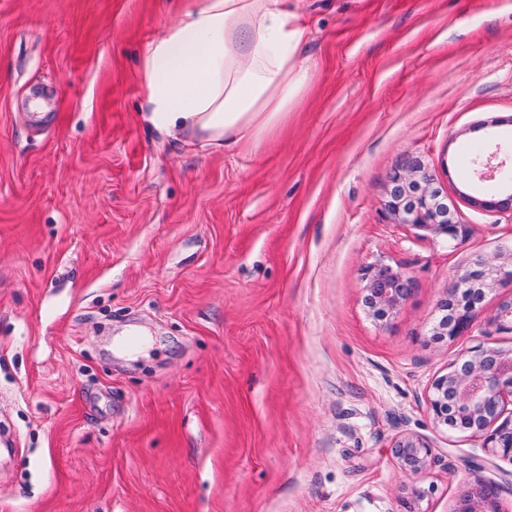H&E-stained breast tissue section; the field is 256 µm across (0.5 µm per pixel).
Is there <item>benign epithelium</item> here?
<instances>
[{"label": "benign epithelium", "mask_w": 512, "mask_h": 512, "mask_svg": "<svg viewBox=\"0 0 512 512\" xmlns=\"http://www.w3.org/2000/svg\"><path fill=\"white\" fill-rule=\"evenodd\" d=\"M481 205L512 210V190L503 198L498 193L490 194L481 200ZM384 209L398 223L426 235L455 240L465 232L455 221L448 195L437 187L434 175L417 157L404 159L389 176ZM362 281L367 311L380 322L400 310L413 286L404 272L383 263L367 266ZM511 281L512 257L473 263L441 301L440 310L445 315L436 325L434 336L455 337L466 332L471 314L486 292ZM495 321L500 328L512 331L511 299L500 303ZM509 394L512 395V354L476 346L448 373L436 378L429 406L435 423L449 429L452 418L468 417L472 434L485 436V444L495 455L512 462V416H505ZM396 454L403 469L411 474L426 470L435 461L432 448L414 434L397 442ZM492 498L491 489L485 486L477 495L460 500L455 512H491Z\"/></svg>", "instance_id": "benign-epithelium-1"}]
</instances>
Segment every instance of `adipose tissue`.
<instances>
[{"label":"adipose tissue","mask_w":512,"mask_h":512,"mask_svg":"<svg viewBox=\"0 0 512 512\" xmlns=\"http://www.w3.org/2000/svg\"><path fill=\"white\" fill-rule=\"evenodd\" d=\"M308 35L293 0H196L139 59L143 121L201 149L260 144L310 83Z\"/></svg>","instance_id":"1"}]
</instances>
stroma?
<instances>
[{
    "instance_id": "stroma-1",
    "label": "stroma",
    "mask_w": 512,
    "mask_h": 512,
    "mask_svg": "<svg viewBox=\"0 0 512 512\" xmlns=\"http://www.w3.org/2000/svg\"><path fill=\"white\" fill-rule=\"evenodd\" d=\"M187 4L0 0V512H454L483 486L512 512V462L428 403L471 348L512 350V284L432 337L458 275L512 255L470 159L512 156V0H298L309 86L231 153L140 118L139 58ZM412 155L458 239L386 214ZM377 262L413 281L383 323ZM395 448L401 466L411 474L421 473L435 461L432 448L418 435H405Z\"/></svg>"
}]
</instances>
